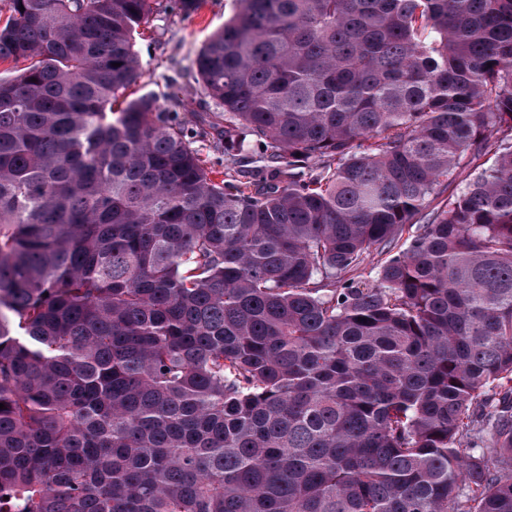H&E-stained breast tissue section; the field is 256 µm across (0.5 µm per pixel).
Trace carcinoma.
Segmentation results:
<instances>
[{
	"label": "carcinoma",
	"instance_id": "obj_1",
	"mask_svg": "<svg viewBox=\"0 0 512 512\" xmlns=\"http://www.w3.org/2000/svg\"><path fill=\"white\" fill-rule=\"evenodd\" d=\"M0 1V506L512 512V0ZM202 1L200 9L187 18L177 11H164L167 2L163 0L162 9L139 29L135 49L144 76L130 92L131 97L150 93L163 103L171 86L178 88L181 104L170 107L171 115L186 122L192 131V147L208 161L214 175L224 178L227 171L224 154L214 147L211 130L202 123L207 114L219 109L192 77L191 61L207 39L235 13L238 3L237 0Z\"/></svg>",
	"mask_w": 512,
	"mask_h": 512
}]
</instances>
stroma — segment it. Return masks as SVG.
Listing matches in <instances>:
<instances>
[{
	"label": "stroma",
	"instance_id": "1",
	"mask_svg": "<svg viewBox=\"0 0 512 512\" xmlns=\"http://www.w3.org/2000/svg\"><path fill=\"white\" fill-rule=\"evenodd\" d=\"M236 9L237 0H203L200 9L188 18L161 10L151 16L135 37L144 76L133 87V95L150 93L163 100L170 90H177L181 104L173 108L171 114L186 123L192 133L193 148L219 177L226 170L224 155L215 148L204 122L206 115L215 112L217 106L192 77L191 61Z\"/></svg>",
	"mask_w": 512,
	"mask_h": 512
}]
</instances>
